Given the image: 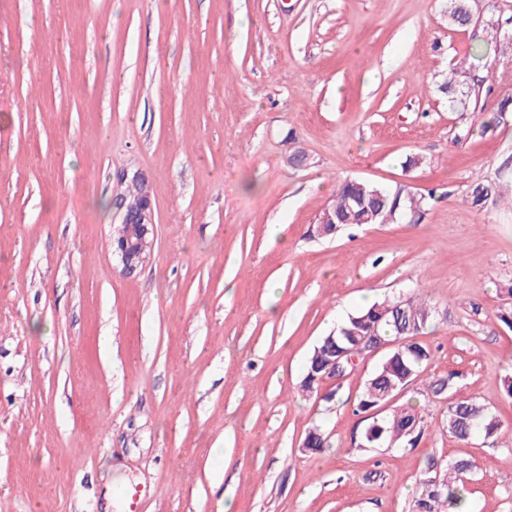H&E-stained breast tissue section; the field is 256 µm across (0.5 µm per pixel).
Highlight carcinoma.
<instances>
[{"label":"carcinoma","instance_id":"obj_1","mask_svg":"<svg viewBox=\"0 0 512 512\" xmlns=\"http://www.w3.org/2000/svg\"><path fill=\"white\" fill-rule=\"evenodd\" d=\"M451 19L459 26L472 21L466 0H454ZM501 183L478 182L469 187L467 199L475 208L491 201L498 203ZM432 195L415 194L403 186L386 188L359 179H346L336 185L332 205L337 224H394L409 214L421 211ZM435 316V309L418 296L385 299L348 317L336 330L321 339L309 356L302 380L303 389L309 391L326 373L333 355L357 358L368 353L365 336L373 327L386 342H395L374 373L367 379L356 403V410L370 412L405 390L431 362L430 349L412 337L423 334ZM448 436L467 443L480 435L484 441L495 440L502 424L489 407L473 397L451 401L442 423ZM426 430L425 420L413 406L393 411L381 419H374L366 429L362 444L372 447L386 445L413 448ZM303 443L306 449L319 451L327 445V437L317 427L308 431ZM476 462L466 456L459 457L439 470L437 482L425 476L419 480L418 493L411 512H465L464 489Z\"/></svg>","mask_w":512,"mask_h":512}]
</instances>
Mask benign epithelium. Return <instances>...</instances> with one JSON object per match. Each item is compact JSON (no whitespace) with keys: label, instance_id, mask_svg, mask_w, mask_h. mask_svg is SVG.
<instances>
[{"label":"benign epithelium","instance_id":"obj_1","mask_svg":"<svg viewBox=\"0 0 512 512\" xmlns=\"http://www.w3.org/2000/svg\"><path fill=\"white\" fill-rule=\"evenodd\" d=\"M131 180L142 183V187L135 194L118 196L122 221L117 230V238L112 242L114 252L127 275L145 263L156 232L153 200L147 186L143 185L144 178L135 173Z\"/></svg>","mask_w":512,"mask_h":512}]
</instances>
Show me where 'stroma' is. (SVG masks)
Wrapping results in <instances>:
<instances>
[{"label": "stroma", "instance_id": "35a3bbf8", "mask_svg": "<svg viewBox=\"0 0 512 512\" xmlns=\"http://www.w3.org/2000/svg\"><path fill=\"white\" fill-rule=\"evenodd\" d=\"M450 5L0 0V512H409L460 456L467 512H512V205L464 200L512 180V119L480 131L512 91L484 20L512 0H470L466 29ZM457 67L477 105L449 103ZM136 172L156 235L128 275L112 235ZM347 178L433 198L323 235ZM413 294L437 311L432 361L389 406L427 429L366 448L381 353L311 391L304 366L349 314ZM456 396L496 412L494 442L448 437ZM500 189V182H478L469 187L466 197L473 207L483 208L488 201L498 203L501 196Z\"/></svg>", "mask_w": 512, "mask_h": 512}]
</instances>
